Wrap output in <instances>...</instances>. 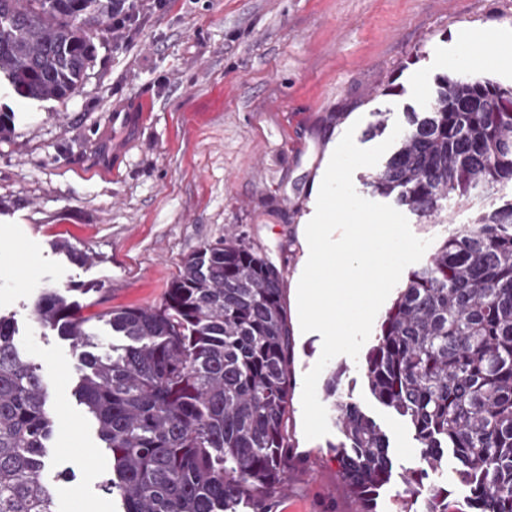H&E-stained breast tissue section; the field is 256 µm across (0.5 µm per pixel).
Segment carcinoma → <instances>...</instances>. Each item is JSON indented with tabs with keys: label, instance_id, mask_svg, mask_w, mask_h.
Here are the masks:
<instances>
[{
	"label": "carcinoma",
	"instance_id": "1",
	"mask_svg": "<svg viewBox=\"0 0 512 512\" xmlns=\"http://www.w3.org/2000/svg\"><path fill=\"white\" fill-rule=\"evenodd\" d=\"M117 0H0V84L25 99L80 87L94 37ZM370 186L430 219L448 202L512 186V86L442 78ZM43 291L30 317L71 340L76 394L111 460L105 492L122 512H268L288 487L286 430L294 390L292 330L282 279L235 236L184 257L162 302L107 308ZM126 339L93 351V323ZM0 314V512H55L46 478L54 417L41 369ZM373 396L404 417L424 467L399 512H512V200L449 234L410 273L365 357ZM343 439L330 445L343 487L375 512L392 477L386 434L325 385ZM465 504L429 482L446 453Z\"/></svg>",
	"mask_w": 512,
	"mask_h": 512
}]
</instances>
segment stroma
<instances>
[{"mask_svg":"<svg viewBox=\"0 0 512 512\" xmlns=\"http://www.w3.org/2000/svg\"><path fill=\"white\" fill-rule=\"evenodd\" d=\"M135 31L104 33L79 90L32 101L0 85V313L17 324L20 354L38 365L56 421L47 477L56 512H119L100 491L111 469L96 427L73 395L79 359L29 308L45 288L100 287L104 307L159 304L182 259L227 235L261 250L282 274L293 333L294 379L317 362L322 338L302 332L297 287L309 257L331 155L351 123L354 141L377 113L387 126L430 102L442 76L512 85V0H139ZM456 58L448 68V58ZM115 112H138L132 131ZM346 113L336 125L333 116ZM479 207L449 204L448 221L408 215L412 233L440 244ZM65 242L69 253L57 250ZM390 440L391 482L376 512H397L422 465L405 419L370 393L362 360L339 355L322 371ZM301 389L289 407L288 489L270 512H360L339 485L330 449L338 427L303 431Z\"/></svg>","mask_w":512,"mask_h":512,"instance_id":"1","label":"stroma"}]
</instances>
